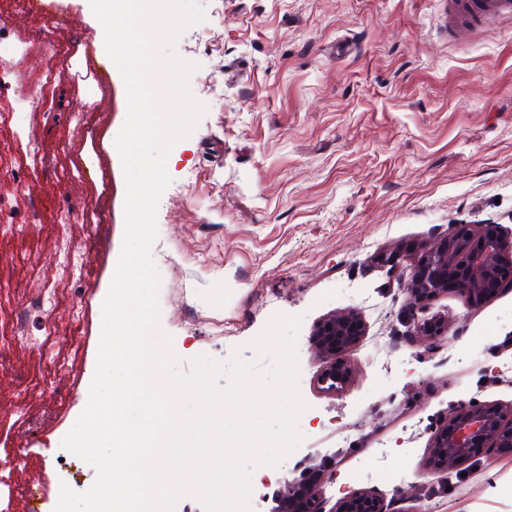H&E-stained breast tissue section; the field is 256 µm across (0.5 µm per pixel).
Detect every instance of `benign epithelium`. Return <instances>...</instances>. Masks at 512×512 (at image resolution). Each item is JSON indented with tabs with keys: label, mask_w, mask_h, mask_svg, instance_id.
I'll use <instances>...</instances> for the list:
<instances>
[{
	"label": "benign epithelium",
	"mask_w": 512,
	"mask_h": 512,
	"mask_svg": "<svg viewBox=\"0 0 512 512\" xmlns=\"http://www.w3.org/2000/svg\"><path fill=\"white\" fill-rule=\"evenodd\" d=\"M495 224L457 225L433 244L408 251L402 262L411 269L408 288L413 303H425L452 292L476 310L502 288L512 285V255ZM416 336L430 343L448 332V322L432 320L415 327ZM365 336V324L355 309L334 312L314 332V354L321 360L323 377L343 382L351 373L348 353ZM512 453V409L495 405L458 404L449 422L431 438L430 457L441 469L453 471L483 449ZM331 477L283 479L284 488L275 512H323L322 484ZM330 512H387L383 500L364 490H350Z\"/></svg>",
	"instance_id": "1"
}]
</instances>
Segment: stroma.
<instances>
[{
  "label": "stroma",
  "instance_id": "1",
  "mask_svg": "<svg viewBox=\"0 0 512 512\" xmlns=\"http://www.w3.org/2000/svg\"><path fill=\"white\" fill-rule=\"evenodd\" d=\"M205 18L176 51L198 68L193 95L208 107L171 150V183L158 207L157 246L170 256L159 292L161 326L182 360L227 358L277 312L302 315L298 356L307 434L261 480L319 465L326 496L352 489L389 512H512V455L483 453L453 472L432 470L428 446L462 401L512 408V288L471 312L453 294L411 307L397 256L455 224H495L512 242V19L448 31V0H200ZM51 25L70 52L95 48L109 100L87 123L89 74L52 111L33 113L17 142L0 143V192L38 224L0 226V455L23 450L6 473L0 512H28L26 488L56 499L82 492L95 471L79 457L57 467L61 441L83 413L94 374L102 303L121 253L126 186L115 138L127 112L122 77L101 50L89 0H69ZM38 148L52 168L23 165ZM91 163L94 182L63 173ZM87 204L60 223L62 195ZM86 258L72 275L65 254ZM83 295V324L68 304ZM43 299L50 317L17 316ZM356 309L366 335L352 379L329 389L312 352L316 326ZM442 318L432 344L414 323ZM76 334L74 357L45 328Z\"/></svg>",
  "mask_w": 512,
  "mask_h": 512
}]
</instances>
